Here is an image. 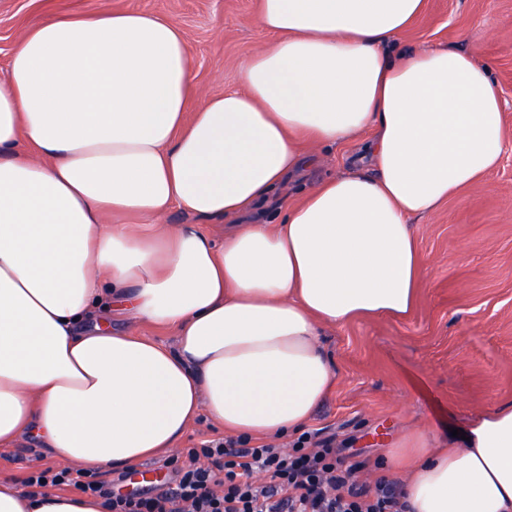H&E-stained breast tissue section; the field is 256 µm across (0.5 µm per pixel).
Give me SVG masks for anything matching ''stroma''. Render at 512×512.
<instances>
[{"mask_svg": "<svg viewBox=\"0 0 512 512\" xmlns=\"http://www.w3.org/2000/svg\"><path fill=\"white\" fill-rule=\"evenodd\" d=\"M150 12L185 35L200 96L237 85L244 61L271 39L255 22L257 0H0V68L24 31L42 20L103 7ZM402 48L448 45L491 63L512 132V0H426L397 37ZM364 136L317 149L303 185L340 173L359 159ZM427 278L403 320H359L326 330L322 344L337 375L310 420L354 453L361 478L408 435L436 448L460 446L452 429L512 402V147L481 184L414 223ZM35 440L0 449V478L15 483L49 463Z\"/></svg>", "mask_w": 512, "mask_h": 512, "instance_id": "obj_1", "label": "stroma"}]
</instances>
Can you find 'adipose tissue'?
<instances>
[{"mask_svg": "<svg viewBox=\"0 0 512 512\" xmlns=\"http://www.w3.org/2000/svg\"><path fill=\"white\" fill-rule=\"evenodd\" d=\"M425 0H259L271 41L199 97L170 20L105 8L30 27L0 78V447L98 470L169 454L200 413L225 433L303 428L336 383L323 327L401 320L427 277L411 220L497 167L512 135L490 67L397 50ZM372 132L347 170L251 222L316 147ZM233 219L223 240L170 209ZM168 346L80 324L105 303ZM459 448L405 440L411 512H512V405ZM0 512H107L0 481Z\"/></svg>", "mask_w": 512, "mask_h": 512, "instance_id": "adipose-tissue-1", "label": "adipose tissue"}]
</instances>
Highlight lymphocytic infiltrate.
Returning <instances> with one entry per match:
<instances>
[{
    "label": "lymphocytic infiltrate",
    "instance_id": "obj_1",
    "mask_svg": "<svg viewBox=\"0 0 512 512\" xmlns=\"http://www.w3.org/2000/svg\"><path fill=\"white\" fill-rule=\"evenodd\" d=\"M335 441L318 431L301 434L286 450L244 437L213 440L172 457V482L153 494H117L110 480L67 467L45 468L25 483L74 486L104 498L109 512H407L396 481H359L361 462Z\"/></svg>",
    "mask_w": 512,
    "mask_h": 512
}]
</instances>
